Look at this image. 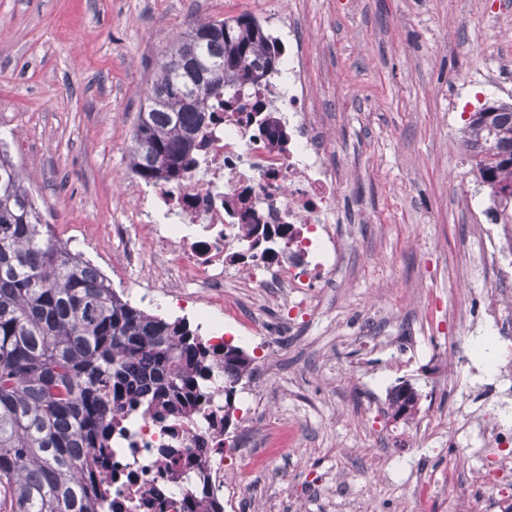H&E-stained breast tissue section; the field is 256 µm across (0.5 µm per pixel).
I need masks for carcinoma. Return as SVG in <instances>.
I'll return each mask as SVG.
<instances>
[{"mask_svg": "<svg viewBox=\"0 0 512 512\" xmlns=\"http://www.w3.org/2000/svg\"><path fill=\"white\" fill-rule=\"evenodd\" d=\"M281 51L255 19L241 15L199 23L159 63L139 112L132 172L147 185L178 184L197 163L213 109L250 96L280 64ZM475 112L466 128L471 170L512 223V106ZM496 149L498 158L484 154ZM248 258L267 225L242 224ZM228 392L254 373L252 359L230 344L210 345L176 319L131 305L81 255L42 223L24 179L0 147V512H104L108 475L83 478L85 463L105 454L117 419L148 414L163 424L211 408L212 374ZM417 410L419 395H389ZM208 497L206 462L189 463Z\"/></svg>", "mask_w": 512, "mask_h": 512, "instance_id": "carcinoma-1", "label": "carcinoma"}]
</instances>
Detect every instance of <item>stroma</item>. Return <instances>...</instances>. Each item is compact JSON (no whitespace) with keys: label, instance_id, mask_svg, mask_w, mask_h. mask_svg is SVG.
Masks as SVG:
<instances>
[{"label":"stroma","instance_id":"obj_1","mask_svg":"<svg viewBox=\"0 0 512 512\" xmlns=\"http://www.w3.org/2000/svg\"><path fill=\"white\" fill-rule=\"evenodd\" d=\"M253 0H0V143L26 176L44 223L116 292L148 313L201 324L251 358L224 444V512H409L416 473L460 469L468 450L415 423L368 410L362 388L409 384L419 418L444 421L461 401L452 319L482 313L493 269L463 256L470 178L456 131L473 112L512 104V0H297L315 111L351 172L340 263L292 307L225 264L224 299L254 310L247 331L204 296L130 283L121 264L126 214L144 183L130 147L162 54L191 23L253 14ZM505 65L495 91L479 77ZM394 321L406 348L370 351L361 336ZM285 426L288 447L266 433Z\"/></svg>","mask_w":512,"mask_h":512}]
</instances>
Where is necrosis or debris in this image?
<instances>
[{"label":"necrosis or debris","instance_id":"obj_1","mask_svg":"<svg viewBox=\"0 0 512 512\" xmlns=\"http://www.w3.org/2000/svg\"><path fill=\"white\" fill-rule=\"evenodd\" d=\"M288 65V80L271 77L252 96L261 108L251 120L240 114L216 111L208 131L201 165L177 185L141 190L134 201V233L122 250L129 279L152 288L178 291L204 288L215 304L224 302V256L238 244V226L290 225L287 266L275 267V253L256 258L266 288H298L304 280L322 274L327 263L338 260L336 240L327 227L339 223V200L348 173L336 166L334 144L328 139L318 113L312 110V90L299 38L281 50ZM287 124L278 149L269 146L266 125ZM249 213H242L241 203ZM323 226L319 241L304 237L303 225ZM474 251L467 259L472 270L493 267L502 291L512 290V225L474 226ZM148 245L152 259L140 263V247ZM214 417L192 421L175 419L160 429L150 416L137 415L115 423L112 448L106 463L91 460L89 469L106 466L111 478L109 500L114 512H142L141 492L163 485L169 499L181 500V480L169 478L171 462L160 448L170 445L183 453L202 451L209 466L210 487L224 488V400L213 399ZM476 423L450 418L448 428L462 434L475 459L488 448L499 449L494 467L479 478L455 470L447 481L453 493L478 502L496 497L504 473L512 468V424L502 423L496 407L487 403Z\"/></svg>","mask_w":512,"mask_h":512}]
</instances>
